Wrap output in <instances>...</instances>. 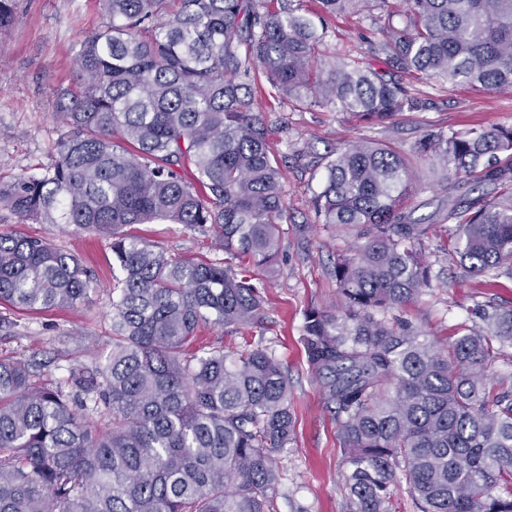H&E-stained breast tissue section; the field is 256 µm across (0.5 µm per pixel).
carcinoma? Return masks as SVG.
I'll return each instance as SVG.
<instances>
[{
  "label": "carcinoma",
  "mask_w": 512,
  "mask_h": 512,
  "mask_svg": "<svg viewBox=\"0 0 512 512\" xmlns=\"http://www.w3.org/2000/svg\"><path fill=\"white\" fill-rule=\"evenodd\" d=\"M103 0L60 94L52 166L0 181V208L112 241V352L35 384L0 361V512H276L275 454L294 441L288 371L268 349L185 356L202 326L264 329L266 295L234 260L274 269L288 220L283 171L254 88L306 109L384 122L417 104L398 74L512 88V0ZM372 9L385 69L321 53L315 20ZM448 181L439 220L461 261L512 264V123L430 130L413 147ZM318 223L352 236L337 301L304 312L301 342L336 421L349 512H390L404 481L420 512H512V389L487 385L512 347V306L441 342L389 311L433 287L428 225L407 207L412 161L355 142L327 160ZM181 224L228 258L176 259L129 232ZM81 259L0 233V304L74 307Z\"/></svg>",
  "instance_id": "carcinoma-1"
}]
</instances>
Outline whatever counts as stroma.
<instances>
[{"instance_id": "stroma-1", "label": "stroma", "mask_w": 512, "mask_h": 512, "mask_svg": "<svg viewBox=\"0 0 512 512\" xmlns=\"http://www.w3.org/2000/svg\"><path fill=\"white\" fill-rule=\"evenodd\" d=\"M14 20L0 31V178L35 174L50 167L55 144L64 131L56 113L62 90L75 84L76 59L84 38L105 20L102 0H13ZM326 57L363 56L384 36L366 13L327 18ZM419 106L384 123H365L332 108H298L294 101L259 96L263 118L275 150L286 154L284 190L289 224H308V245L286 233L274 274L258 272L268 299L267 331L256 328L200 329L195 348L224 347L238 352L260 344L269 348L288 371L295 440L277 455L280 473L277 512H348L343 454L336 424L325 409L307 368L300 342L303 312L311 305L327 306L336 299L332 259L345 247L343 233L317 224L313 199L325 175V158L351 142L384 143L410 153L420 135L430 129H466L512 123V89L486 91L466 85L432 83L419 88ZM421 175L411 201L416 217L425 220L432 242L445 241L446 226L436 211L446 185L430 172V162L415 159ZM133 231L149 244L176 258L206 263L223 261L210 236L180 224H138ZM0 232L50 238L79 256L94 283L77 308L29 311L0 306V360H33L41 368L36 379L55 383L71 367L105 361L112 350V244L110 240L73 228L20 221L0 210ZM437 286L431 294L396 310L432 336L453 340L461 328L478 323V301L512 304V279L498 286L470 276L455 252L440 254L434 264Z\"/></svg>"}]
</instances>
